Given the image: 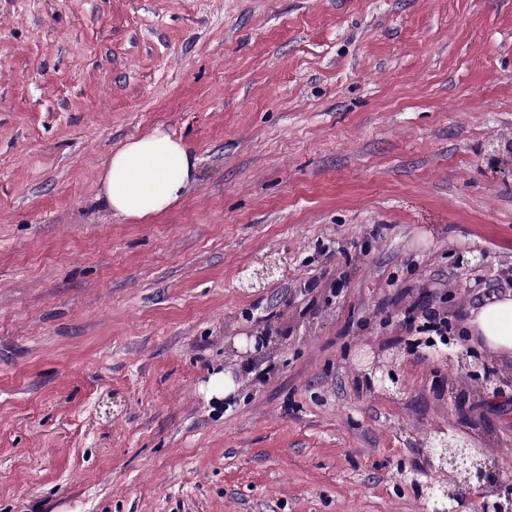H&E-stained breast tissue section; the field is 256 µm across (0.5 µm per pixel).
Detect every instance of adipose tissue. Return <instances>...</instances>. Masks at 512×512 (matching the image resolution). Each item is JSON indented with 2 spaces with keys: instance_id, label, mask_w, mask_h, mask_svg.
I'll use <instances>...</instances> for the list:
<instances>
[{
  "instance_id": "ef3b65f1",
  "label": "adipose tissue",
  "mask_w": 512,
  "mask_h": 512,
  "mask_svg": "<svg viewBox=\"0 0 512 512\" xmlns=\"http://www.w3.org/2000/svg\"><path fill=\"white\" fill-rule=\"evenodd\" d=\"M195 169L186 145L158 127L110 153L101 172L103 198L113 212L144 223L182 199ZM467 325L492 351L512 359V296L485 299L471 309Z\"/></svg>"
}]
</instances>
